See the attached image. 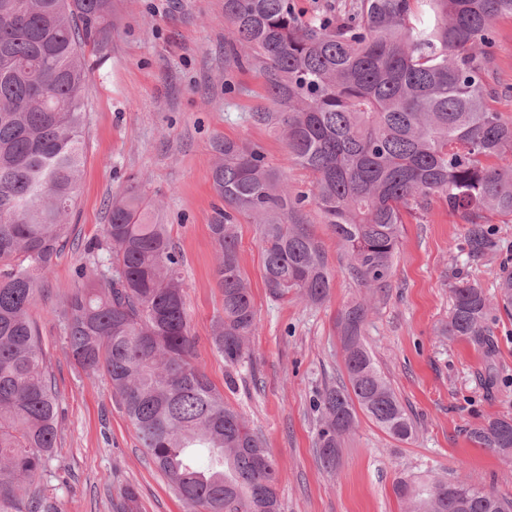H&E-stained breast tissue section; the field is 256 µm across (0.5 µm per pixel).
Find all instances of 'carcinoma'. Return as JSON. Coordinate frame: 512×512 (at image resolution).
I'll use <instances>...</instances> for the list:
<instances>
[{"instance_id":"carcinoma-1","label":"carcinoma","mask_w":512,"mask_h":512,"mask_svg":"<svg viewBox=\"0 0 512 512\" xmlns=\"http://www.w3.org/2000/svg\"><path fill=\"white\" fill-rule=\"evenodd\" d=\"M112 0H0V512H51L35 486L57 440L59 398L30 309L38 281L71 236L68 216L84 164L87 72L112 35ZM512 0H224L225 53L259 70L280 117L288 157L314 176L293 193L256 145L218 140L213 187L222 205L210 230L224 297L212 342L234 367L250 356L254 304L237 256V216L258 224L265 284L279 300L319 305L334 275L301 218L322 212L347 255L349 277L382 288L408 216L432 198L469 225L468 247L492 246L489 221L512 222V122L488 82L494 21ZM85 253L100 270L55 311L68 353L104 374L136 439L190 512H280L278 465L245 418L192 362L182 256L164 224L148 219L135 187L112 202L104 241ZM442 335L481 339L495 306L512 314V269L498 294L474 281L451 286ZM370 301L338 315L348 382L319 394L316 448L336 468L363 413L398 441L415 427L363 342ZM512 461V417L469 432ZM407 512H512V499L474 479L412 475L393 486ZM139 512L131 489L112 504Z\"/></svg>"}]
</instances>
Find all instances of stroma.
Returning <instances> with one entry per match:
<instances>
[{"label": "stroma", "mask_w": 512, "mask_h": 512, "mask_svg": "<svg viewBox=\"0 0 512 512\" xmlns=\"http://www.w3.org/2000/svg\"><path fill=\"white\" fill-rule=\"evenodd\" d=\"M112 38L84 91V165L69 216L72 246L39 281L33 316L51 360L62 409L51 473L42 480L57 512H112L125 488L140 512H188L146 450L105 376H87L69 357L55 312L81 287L87 243L102 239L113 199L137 185L168 225L183 257V294L196 338L193 360L247 420L279 464L280 512H401L392 486L407 474L476 477L512 497V463L479 447L469 429L512 416V317L492 313L484 342L442 336L451 309L450 282L476 281L487 294L512 266V223L492 220L495 246L470 256L468 227L432 200L408 220L387 285L377 291L364 330L379 368L411 415L416 432L394 440L368 418L345 438L335 470L317 456L313 402L325 385L345 380L336 320L358 290L347 260L314 204L303 210L334 274L320 305L272 298L264 282L257 224L238 223V258L256 310L251 355L228 367L211 342L223 309L214 277L218 253L210 224L219 200L213 144L231 139L262 148L293 191L313 176L287 162L278 122L257 119L270 105L258 70H243L224 51V0H114ZM492 68L512 85V17L495 21Z\"/></svg>", "instance_id": "35a3bbf8"}]
</instances>
